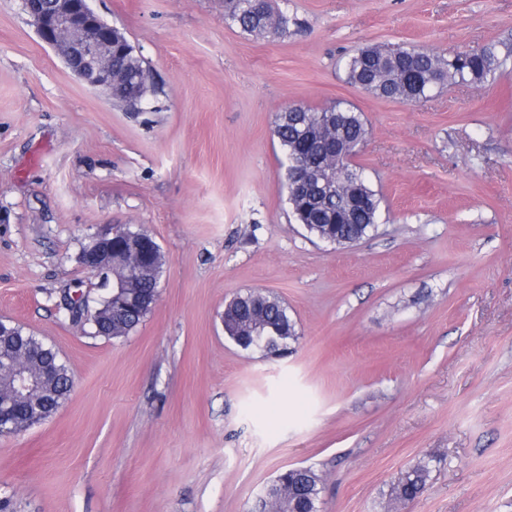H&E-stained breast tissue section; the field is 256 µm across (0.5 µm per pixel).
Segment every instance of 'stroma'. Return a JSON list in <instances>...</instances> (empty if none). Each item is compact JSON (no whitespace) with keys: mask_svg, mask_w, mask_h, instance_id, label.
Masks as SVG:
<instances>
[{"mask_svg":"<svg viewBox=\"0 0 512 512\" xmlns=\"http://www.w3.org/2000/svg\"><path fill=\"white\" fill-rule=\"evenodd\" d=\"M155 86L128 110L85 86L0 0V317L39 336L73 390L0 436L9 512H251L282 470L322 480L320 512H512V69L421 104L374 96L342 59L512 40V0H288L299 31L259 39L224 0H92ZM340 101L369 130L354 159L381 198L360 242L297 224L278 112ZM113 224L167 263L126 337L72 321L97 300L80 263ZM259 289L288 307V356L224 334ZM430 462L423 493L391 497Z\"/></svg>","mask_w":512,"mask_h":512,"instance_id":"stroma-1","label":"stroma"}]
</instances>
